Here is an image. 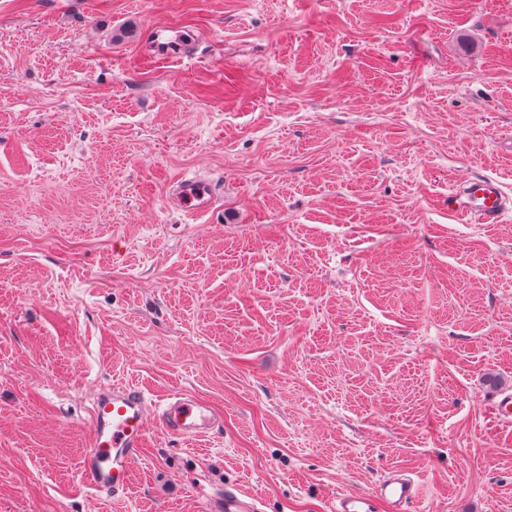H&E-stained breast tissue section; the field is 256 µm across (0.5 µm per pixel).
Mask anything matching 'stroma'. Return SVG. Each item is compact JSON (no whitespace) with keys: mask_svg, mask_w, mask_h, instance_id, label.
Returning a JSON list of instances; mask_svg holds the SVG:
<instances>
[{"mask_svg":"<svg viewBox=\"0 0 512 512\" xmlns=\"http://www.w3.org/2000/svg\"><path fill=\"white\" fill-rule=\"evenodd\" d=\"M476 176L512 196V0H0V512H328L390 467L417 512H512V214L450 215ZM114 382L224 413L150 433L117 502L80 470ZM168 188L171 203L187 215L202 212L215 199L211 183L204 178L177 177L170 180ZM207 505L208 512H263V504L258 498L228 487L210 497Z\"/></svg>","mask_w":512,"mask_h":512,"instance_id":"1","label":"stroma"}]
</instances>
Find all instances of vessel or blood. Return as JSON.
<instances>
[{
	"label": "vessel or blood",
	"instance_id": "obj_1",
	"mask_svg": "<svg viewBox=\"0 0 512 512\" xmlns=\"http://www.w3.org/2000/svg\"><path fill=\"white\" fill-rule=\"evenodd\" d=\"M212 192L203 178L177 177L169 182V199L184 213L195 215L208 205ZM451 215L476 224L502 223L512 212V198L489 178L459 183L450 193ZM224 421L213 404L196 395L176 393L157 400L135 385L115 383L97 392L91 422V442L83 458L89 484L101 492L126 493L131 467L141 456L150 430L175 439L209 435ZM420 485L409 473L384 471L364 492L338 495L331 512H414ZM207 512H263L262 502L235 488L225 489L207 502Z\"/></svg>",
	"mask_w": 512,
	"mask_h": 512
}]
</instances>
